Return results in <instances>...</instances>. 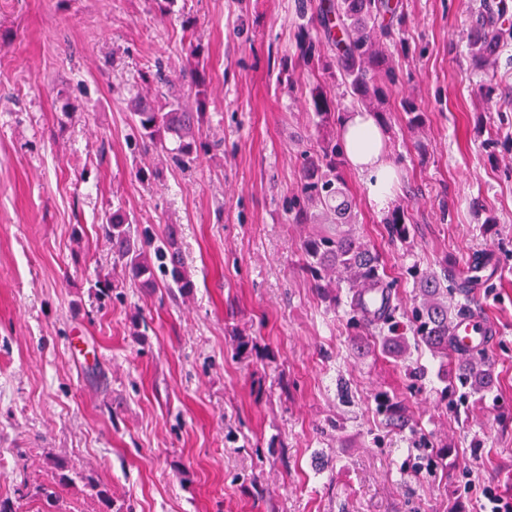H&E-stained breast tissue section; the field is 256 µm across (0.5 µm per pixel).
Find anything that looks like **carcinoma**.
Segmentation results:
<instances>
[{
  "label": "carcinoma",
  "mask_w": 512,
  "mask_h": 512,
  "mask_svg": "<svg viewBox=\"0 0 512 512\" xmlns=\"http://www.w3.org/2000/svg\"><path fill=\"white\" fill-rule=\"evenodd\" d=\"M385 0H329L323 7V37L336 44V79L349 88L357 103L375 109L386 97L389 86L395 84V74L389 63L386 43L393 39L389 27L381 22L388 11ZM479 67H484L500 48L512 40V25L506 23L505 11L487 9L481 13L475 26L466 34ZM318 34L305 27L298 34V52L303 63L315 68L320 65L317 53ZM194 64L189 72V83L194 88L196 111L165 71L154 75L156 84L165 89L153 98L138 95L130 104L129 119L142 144L167 151L166 142L177 144L171 159L181 165L194 163L205 147L203 116L207 95L206 64L200 52L193 51ZM308 109L314 113L317 125L328 128L339 123L338 106L326 91L317 87L308 99ZM345 161L344 149L335 137L319 142L318 150L306 157L302 168L299 194L292 199L286 211L293 224H310L315 210L325 215L327 227L304 237L301 241L302 268L311 278L314 288L325 298L336 296V288L346 282V313L354 330L353 342L362 347L368 337L381 340L383 351L398 357L404 354L413 336L443 366L454 361L456 391L459 401L492 389V373L486 364L485 351L476 348L461 357L456 355L450 338L452 311L461 303L448 302L450 297L468 299V290L482 280L481 272L492 260L484 252L469 264L468 272L456 278L448 271L421 269L413 264L407 274L412 279L416 299L409 309L392 302L391 285L385 280L379 255L353 233L354 213L346 184L341 177ZM388 236L404 239L410 235L412 224L407 210L398 206L382 219ZM105 238L112 245V254L120 263L124 275L143 287H153L157 279L166 281V287L185 293L193 287L183 266L176 230L169 228L164 238L157 240L146 230L134 227V218L120 205L112 209L101 225ZM100 306L120 299L116 286L110 281L95 282ZM376 294L383 299V307L372 314L365 298ZM377 413L393 428L414 430L400 407L385 393L375 398ZM53 477L47 483L22 479L13 489V496L0 498V512H17L16 504L36 500L44 512H60V490L79 480L97 498L101 512L114 510L110 488L99 482L90 471H77L65 459H49Z\"/></svg>",
  "instance_id": "carcinoma-1"
}]
</instances>
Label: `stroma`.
<instances>
[{
  "mask_svg": "<svg viewBox=\"0 0 512 512\" xmlns=\"http://www.w3.org/2000/svg\"><path fill=\"white\" fill-rule=\"evenodd\" d=\"M321 2L176 0L164 15L153 0H0V452L21 460L0 497L47 480L53 456L132 512H476L486 486L512 489V44L481 69L462 37L483 6L512 19V0H396L380 109L392 203L414 234L390 241L344 171L356 231L403 306L406 267L494 255L493 290L469 296L498 327L493 396L458 408L427 349H355L344 295L321 298L301 269L318 226L285 206L319 137L305 103L320 85L358 107L330 76L334 47L319 44V71L297 58ZM196 46L208 149L182 171L135 148L129 109L157 68L188 89ZM116 204L156 237L176 225L189 293L124 280L100 230ZM100 277L123 301L99 306ZM381 391L453 448L447 468H411L409 433L375 414Z\"/></svg>",
  "mask_w": 512,
  "mask_h": 512,
  "instance_id": "stroma-1",
  "label": "stroma"
}]
</instances>
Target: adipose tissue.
<instances>
[{"label": "adipose tissue", "mask_w": 512, "mask_h": 512, "mask_svg": "<svg viewBox=\"0 0 512 512\" xmlns=\"http://www.w3.org/2000/svg\"><path fill=\"white\" fill-rule=\"evenodd\" d=\"M341 137L351 168L364 180L370 202L386 208L392 198L396 168L385 147V137L374 115L364 110L346 114Z\"/></svg>", "instance_id": "obj_1"}]
</instances>
